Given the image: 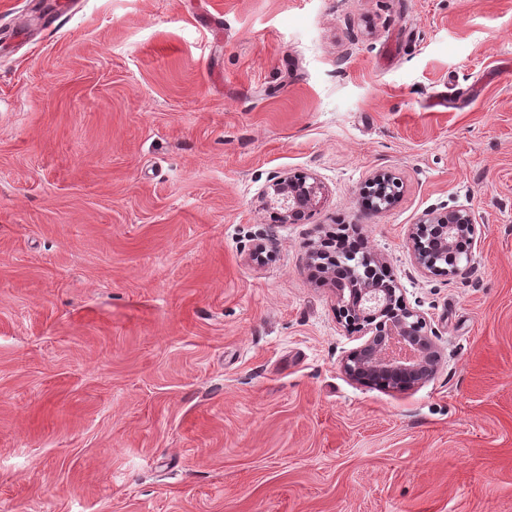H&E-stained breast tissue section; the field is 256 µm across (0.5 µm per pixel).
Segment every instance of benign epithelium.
Wrapping results in <instances>:
<instances>
[{"label": "benign epithelium", "mask_w": 512, "mask_h": 512, "mask_svg": "<svg viewBox=\"0 0 512 512\" xmlns=\"http://www.w3.org/2000/svg\"><path fill=\"white\" fill-rule=\"evenodd\" d=\"M396 183L388 175H377L368 183V193L381 203L395 201ZM321 186L307 177H281L268 192L267 204L282 210L278 218L285 223L303 221L320 203ZM477 232L472 215L452 210L423 224L413 232L418 265L435 274L460 271L454 253L455 240L461 235L474 239ZM347 323H366L370 337L343 360L345 374L359 384H371L384 376L404 381L410 387L428 379L438 356L429 335L425 317L407 306L399 288L392 282L358 278L355 296L340 306Z\"/></svg>", "instance_id": "7a95c632"}]
</instances>
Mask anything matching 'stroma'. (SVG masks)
<instances>
[{
  "label": "stroma",
  "mask_w": 512,
  "mask_h": 512,
  "mask_svg": "<svg viewBox=\"0 0 512 512\" xmlns=\"http://www.w3.org/2000/svg\"><path fill=\"white\" fill-rule=\"evenodd\" d=\"M44 6L0 0V512H512V0ZM343 230L433 330L422 386L343 372ZM396 183L388 175H377L368 183V194L377 196L382 204L390 206L396 197L395 193ZM270 189L267 204L283 210L276 217L290 224L303 221L322 198L321 186L310 177H281L271 184ZM413 233L418 265L435 274H456L460 268L454 253L455 240L466 235L472 241L477 228L467 211L452 210L423 224Z\"/></svg>",
  "instance_id": "stroma-1"
}]
</instances>
